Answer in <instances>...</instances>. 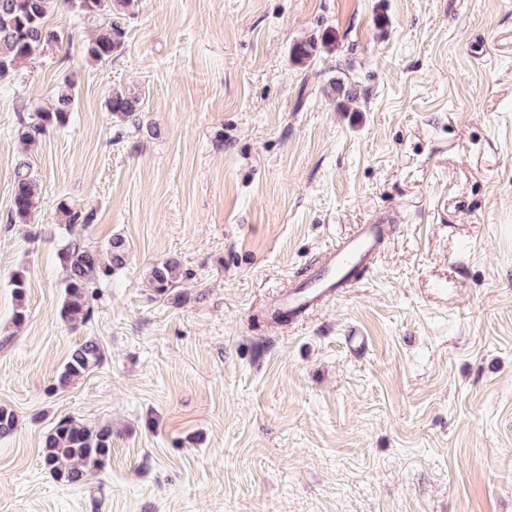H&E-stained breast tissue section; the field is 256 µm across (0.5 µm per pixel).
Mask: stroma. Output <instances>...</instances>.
Listing matches in <instances>:
<instances>
[{"mask_svg":"<svg viewBox=\"0 0 512 512\" xmlns=\"http://www.w3.org/2000/svg\"><path fill=\"white\" fill-rule=\"evenodd\" d=\"M47 24L61 44L0 80V512H512V0H134L102 63L93 22ZM69 77V125L25 150ZM115 88L143 97L128 121ZM23 159L40 203L14 224ZM361 224L386 228L367 270L272 321ZM116 235L124 267L65 323L57 251ZM89 338L103 364L51 392ZM65 415L112 427L84 486L42 463ZM180 276L179 263L172 259L155 266L151 271V280L159 295L167 293ZM13 296L15 300L14 321L17 324L24 322L27 316L26 306V276L24 272H15L12 277Z\"/></svg>","mask_w":512,"mask_h":512,"instance_id":"obj_1","label":"stroma"}]
</instances>
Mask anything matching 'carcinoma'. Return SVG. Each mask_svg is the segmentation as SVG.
I'll use <instances>...</instances> for the list:
<instances>
[{
	"label": "carcinoma",
	"mask_w": 512,
	"mask_h": 512,
	"mask_svg": "<svg viewBox=\"0 0 512 512\" xmlns=\"http://www.w3.org/2000/svg\"><path fill=\"white\" fill-rule=\"evenodd\" d=\"M58 0H0V78L15 74L19 65L37 57L60 36L47 27V17ZM81 19L93 20L96 32L85 46L86 59L103 62L112 59L123 46L125 29L122 16L132 7L133 0H63ZM318 40L310 38L293 44L291 58L298 64L312 61L320 51ZM141 94L122 89L112 91L107 110L112 118L127 121L140 108ZM75 109V98L69 91L57 93L47 108L37 110V122L21 121L20 139L29 147L37 146L41 136L68 125ZM37 183L27 162L21 160L14 170L10 217L14 223H25L37 208ZM64 224L69 229L91 223L92 217L68 204L60 207ZM58 261L64 273V295L60 309L64 321L85 323L93 316L91 301L102 284L112 281V275L125 261V241L112 238L106 250L75 242L62 248ZM181 276L179 263L170 259L151 271V280L158 294L167 293ZM15 300L14 321L24 322L27 316L26 276L16 272L12 277ZM104 360V350L94 339L78 345L58 373L51 391L62 392L83 379ZM16 412L0 406V439L18 429ZM112 454V426H90L73 416L59 418L42 437V463L53 478L67 485H83L90 481Z\"/></svg>",
	"instance_id": "carcinoma-1"
}]
</instances>
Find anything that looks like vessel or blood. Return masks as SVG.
Masks as SVG:
<instances>
[{"instance_id": "obj_1", "label": "vessel or blood", "mask_w": 512, "mask_h": 512, "mask_svg": "<svg viewBox=\"0 0 512 512\" xmlns=\"http://www.w3.org/2000/svg\"><path fill=\"white\" fill-rule=\"evenodd\" d=\"M381 233L380 225L362 224L348 237L331 243L325 250L326 261L311 278L309 288L289 291L279 299V306L302 311L314 301L333 294L352 269L370 260Z\"/></svg>"}]
</instances>
